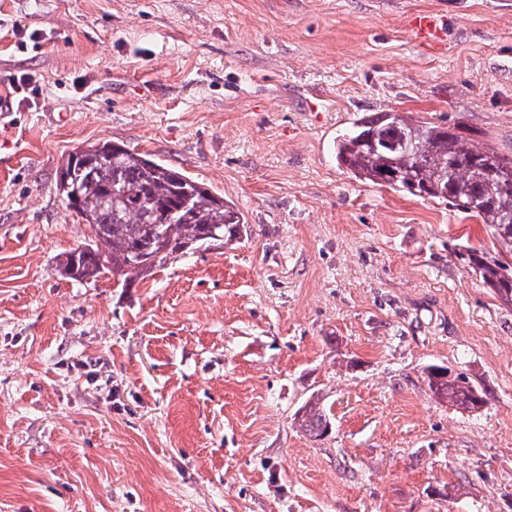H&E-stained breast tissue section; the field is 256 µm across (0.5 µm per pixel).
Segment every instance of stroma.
<instances>
[{"mask_svg":"<svg viewBox=\"0 0 512 512\" xmlns=\"http://www.w3.org/2000/svg\"><path fill=\"white\" fill-rule=\"evenodd\" d=\"M21 73L44 83L0 99V512H512V305L454 257L512 251L333 149L396 110L512 158V0H0ZM101 140L234 202L241 238L130 288L63 279L88 228L57 171ZM410 25L421 41L430 47L440 45L444 39L443 27L439 25L436 16L432 13L414 14L410 18ZM428 387L438 398L463 411L475 412L486 403V393L461 373L452 374L447 369L429 368L426 373ZM296 420L300 429L310 438L315 439L321 438L330 425L329 414L318 396L312 397L305 403L299 410Z\"/></svg>","mask_w":512,"mask_h":512,"instance_id":"stroma-1","label":"stroma"}]
</instances>
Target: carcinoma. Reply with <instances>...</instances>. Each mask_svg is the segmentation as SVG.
Listing matches in <instances>:
<instances>
[{
  "label": "carcinoma",
  "instance_id": "carcinoma-1",
  "mask_svg": "<svg viewBox=\"0 0 512 512\" xmlns=\"http://www.w3.org/2000/svg\"><path fill=\"white\" fill-rule=\"evenodd\" d=\"M339 166L362 182L420 198L442 199L491 227L512 246V158L457 127L403 112L359 118L335 143ZM57 188L65 208L89 226L88 242L60 254L62 277L74 282L112 276L129 288L171 259L225 247L239 239L244 215L234 204L169 164L106 140L79 149L60 165ZM484 285L512 305V264L474 248L456 252ZM431 392L463 411L486 403V392L460 373L430 368ZM297 423L319 439L330 425L313 397Z\"/></svg>",
  "mask_w": 512,
  "mask_h": 512
}]
</instances>
